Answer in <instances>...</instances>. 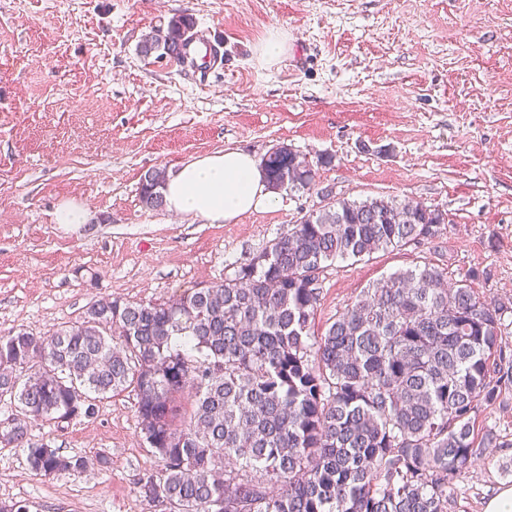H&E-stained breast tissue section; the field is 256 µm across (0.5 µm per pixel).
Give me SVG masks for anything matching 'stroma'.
Listing matches in <instances>:
<instances>
[{"instance_id": "35a3bbf8", "label": "stroma", "mask_w": 512, "mask_h": 512, "mask_svg": "<svg viewBox=\"0 0 512 512\" xmlns=\"http://www.w3.org/2000/svg\"><path fill=\"white\" fill-rule=\"evenodd\" d=\"M184 14L223 42V68L139 53L146 33ZM273 34L286 51L267 61ZM282 145L316 163L315 188L277 191L236 223L140 201L149 170L224 149L259 160ZM339 197L410 198L449 222L435 239L328 267L316 331L364 288L424 263L456 280L474 273L480 295L512 302V0H0L1 332L44 336L103 296L156 301L223 280ZM64 202L93 222L57 224ZM472 427L480 453L449 488L448 512H483L512 486V384ZM29 439L92 464L44 475L24 449L0 446V500L162 512L135 487L160 461L133 393L61 429L32 423Z\"/></svg>"}]
</instances>
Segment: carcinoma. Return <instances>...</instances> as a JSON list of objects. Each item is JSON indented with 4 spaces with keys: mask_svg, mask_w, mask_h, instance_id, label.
I'll use <instances>...</instances> for the list:
<instances>
[{
    "mask_svg": "<svg viewBox=\"0 0 512 512\" xmlns=\"http://www.w3.org/2000/svg\"><path fill=\"white\" fill-rule=\"evenodd\" d=\"M193 27L176 17L139 52ZM263 170L273 189L315 186L288 146ZM164 183L162 169L144 175L145 207L164 206ZM446 223L406 199L339 198L222 281L148 303L102 297L49 336L1 333L0 445L25 448L37 473L82 471L86 457L29 444L30 423L60 428L130 390L161 460L137 490L169 512H448L477 452L471 413L512 383L508 306L428 263L372 285L312 340L325 268L432 240Z\"/></svg>",
    "mask_w": 512,
    "mask_h": 512,
    "instance_id": "carcinoma-1",
    "label": "carcinoma"
}]
</instances>
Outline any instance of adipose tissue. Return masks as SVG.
Masks as SVG:
<instances>
[{
	"mask_svg": "<svg viewBox=\"0 0 512 512\" xmlns=\"http://www.w3.org/2000/svg\"><path fill=\"white\" fill-rule=\"evenodd\" d=\"M164 199L167 211L174 216L206 224H232L274 203L255 159L232 149L199 157L170 171Z\"/></svg>",
	"mask_w": 512,
	"mask_h": 512,
	"instance_id": "obj_1",
	"label": "adipose tissue"
}]
</instances>
